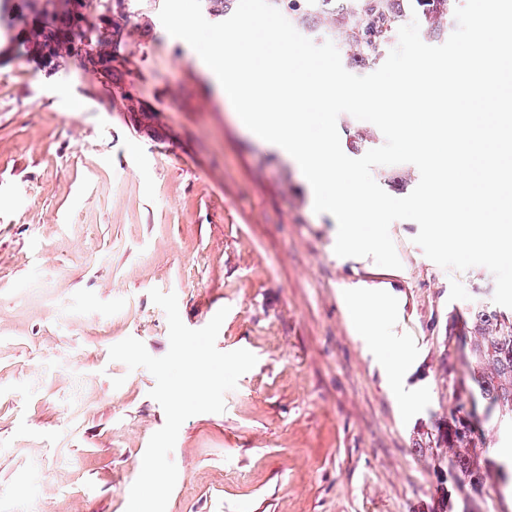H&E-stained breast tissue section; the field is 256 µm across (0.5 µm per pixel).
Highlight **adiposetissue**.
Masks as SVG:
<instances>
[{"mask_svg": "<svg viewBox=\"0 0 512 512\" xmlns=\"http://www.w3.org/2000/svg\"><path fill=\"white\" fill-rule=\"evenodd\" d=\"M345 318L364 350L379 361L391 392H398L412 366L407 345L397 337L396 296L390 284L364 280L341 287Z\"/></svg>", "mask_w": 512, "mask_h": 512, "instance_id": "ef3b65f1", "label": "adipose tissue"}]
</instances>
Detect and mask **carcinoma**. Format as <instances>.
Wrapping results in <instances>:
<instances>
[{
  "label": "carcinoma",
  "instance_id": "carcinoma-1",
  "mask_svg": "<svg viewBox=\"0 0 512 512\" xmlns=\"http://www.w3.org/2000/svg\"><path fill=\"white\" fill-rule=\"evenodd\" d=\"M82 11L54 8L37 13L30 0H21L20 8L12 0H0V37L15 58L31 54L41 58L70 55L106 79L122 76L124 59L108 52V39L123 35L124 23L112 20V0H98L97 14L88 22L87 0H79ZM209 14L224 19L233 14L236 0H202ZM301 34L330 40L337 44L345 59L361 69L376 64L397 36L399 27L417 15L423 38L438 41L448 35L458 0H270ZM73 34L84 42L75 49L67 41ZM125 109L135 115L140 127H151L153 117L142 104L130 103V94H122ZM469 360L472 381L486 400V410L512 413V319L495 310L476 308L471 315ZM468 427L467 419L456 420L447 435L448 450L468 490L481 495L488 473L483 470L470 442L459 434Z\"/></svg>",
  "mask_w": 512,
  "mask_h": 512
}]
</instances>
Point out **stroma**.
<instances>
[{
  "mask_svg": "<svg viewBox=\"0 0 512 512\" xmlns=\"http://www.w3.org/2000/svg\"><path fill=\"white\" fill-rule=\"evenodd\" d=\"M125 3L120 82L73 57L0 56V512H126L166 417L154 377L109 349L131 336L168 352L154 288L192 329L227 309L217 348L257 358L224 412L182 424L167 512H512L496 495L512 459L491 454L512 448V417L485 413L463 347L470 312L493 304L491 272L442 269L410 220L390 226L401 268L340 261L335 218L235 124L162 0ZM357 279L401 298L408 383L426 388L412 418L344 319L337 291ZM458 406L483 437L477 497L442 440Z\"/></svg>",
  "mask_w": 512,
  "mask_h": 512,
  "instance_id": "1",
  "label": "stroma"
}]
</instances>
